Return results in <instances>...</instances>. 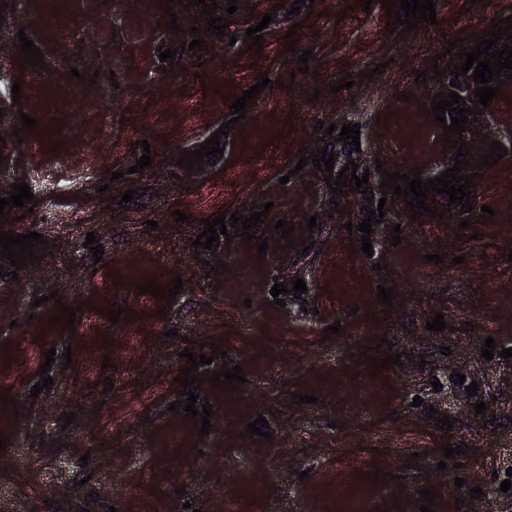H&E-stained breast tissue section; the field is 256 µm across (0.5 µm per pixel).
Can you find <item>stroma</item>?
<instances>
[{
	"instance_id": "stroma-1",
	"label": "stroma",
	"mask_w": 512,
	"mask_h": 512,
	"mask_svg": "<svg viewBox=\"0 0 512 512\" xmlns=\"http://www.w3.org/2000/svg\"><path fill=\"white\" fill-rule=\"evenodd\" d=\"M14 2L0 29V74L19 82L23 109L0 116V198L28 183L38 205L30 214L11 209L10 228L41 233L44 242L25 268L5 265L0 277V395L16 401L0 419V512H184L187 503L225 512L229 501L236 512H420L427 487L437 493L434 512H476L475 487L512 502V489L500 490L512 467V358L481 361L477 398L486 412L458 415L449 432L427 418L430 409L448 411L445 367L481 360L489 337L496 348L512 347V159L478 171L473 193L493 197L496 214L470 224L476 239L456 240L454 211L414 217L391 195L370 258L360 232L332 217L351 197L299 163L301 152L325 147L314 128L321 120L359 124L371 183L387 171L441 164L442 128L424 106L439 91L435 68L449 64L445 41L483 35L512 15V0H434L435 23L408 33L388 26L379 0L367 11L359 0H314L305 26L286 11L294 0H238L227 35H209L202 63L176 66L160 59L162 36L171 16L202 7L131 0L119 11L113 0H65L60 22L72 36L50 43L35 31L43 0ZM268 11L262 50L249 51L241 35ZM86 30L91 40H82ZM289 30L296 45L284 38ZM21 31L49 68L45 89L59 101L52 116L33 89L34 68L22 65ZM306 49L313 58L302 74L298 53ZM378 64L381 74L362 81ZM421 72L425 82L415 83ZM264 74L269 85L221 137L216 164L178 168L181 152L209 140L230 120L232 101ZM348 76L353 89L340 88ZM104 101L111 112L100 111ZM196 112L202 122H193ZM25 114L50 121L42 154L26 147L37 132L24 128ZM145 152L152 165L135 171ZM130 189L133 201L115 204ZM262 210L265 223L250 233L266 236V254L238 236L214 252L196 246L204 219ZM179 211L185 221H176ZM283 218L294 224L292 239L310 241L306 254L276 231ZM90 232L104 248L98 263L83 246ZM441 251L448 260L432 262ZM214 257L223 272L208 271ZM380 261L385 269L374 271ZM143 269L157 286L182 280L181 293L169 301L141 293ZM298 277L305 299L288 294L276 305L271 287ZM381 286L393 289L398 306L378 302ZM65 305L78 310L72 334L56 320ZM115 306L123 310L117 323L108 316ZM438 313L445 331L426 330ZM337 321L340 332L326 335ZM384 338L411 359L375 375L370 359L384 357ZM215 344L226 357L209 371L238 365L246 381L231 391L202 381L199 400L214 411L203 437L192 418L168 407L182 397L183 350L211 356ZM66 348L71 362L55 358L51 389L31 398L46 351ZM297 393L317 400L294 404ZM261 413L270 440L247 439L248 422ZM445 444L460 447L462 468L438 469ZM386 472L393 478L385 482ZM458 477L464 487H455Z\"/></svg>"
}]
</instances>
